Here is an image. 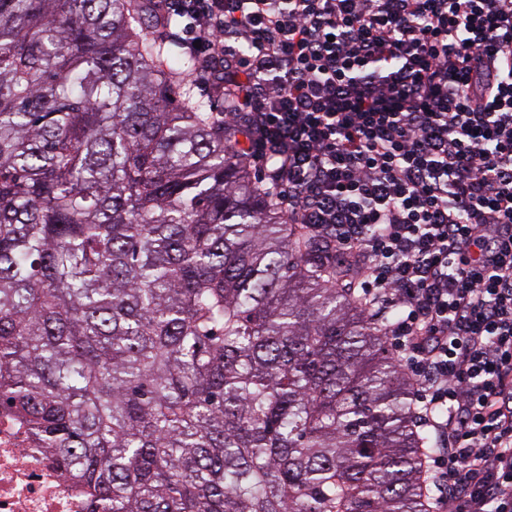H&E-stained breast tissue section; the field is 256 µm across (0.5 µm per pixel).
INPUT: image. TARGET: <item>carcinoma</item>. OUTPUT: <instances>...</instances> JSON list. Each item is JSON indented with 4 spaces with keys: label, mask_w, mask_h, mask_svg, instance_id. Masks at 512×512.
<instances>
[{
    "label": "carcinoma",
    "mask_w": 512,
    "mask_h": 512,
    "mask_svg": "<svg viewBox=\"0 0 512 512\" xmlns=\"http://www.w3.org/2000/svg\"><path fill=\"white\" fill-rule=\"evenodd\" d=\"M151 0H0V407L92 512H428L410 382Z\"/></svg>",
    "instance_id": "1"
}]
</instances>
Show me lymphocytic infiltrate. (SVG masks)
<instances>
[{"label": "lymphocytic infiltrate", "instance_id": "f902f5d3", "mask_svg": "<svg viewBox=\"0 0 512 512\" xmlns=\"http://www.w3.org/2000/svg\"><path fill=\"white\" fill-rule=\"evenodd\" d=\"M160 2L262 185L363 263L438 512H512V0Z\"/></svg>", "mask_w": 512, "mask_h": 512}]
</instances>
